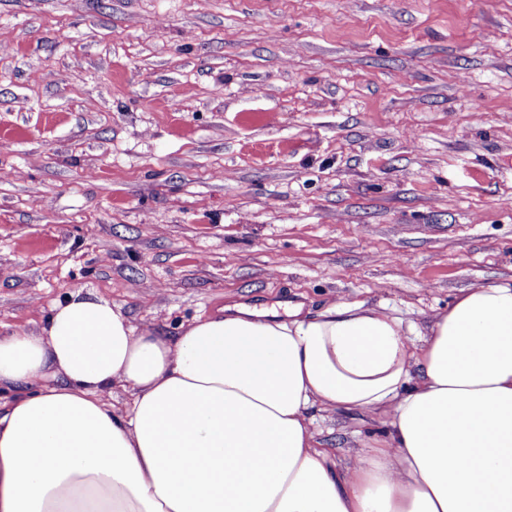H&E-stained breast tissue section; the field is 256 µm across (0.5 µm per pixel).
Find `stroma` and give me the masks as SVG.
<instances>
[{
	"label": "stroma",
	"mask_w": 512,
	"mask_h": 512,
	"mask_svg": "<svg viewBox=\"0 0 512 512\" xmlns=\"http://www.w3.org/2000/svg\"><path fill=\"white\" fill-rule=\"evenodd\" d=\"M512 279V0H0V334L80 289L424 332ZM352 469L378 416L315 411Z\"/></svg>",
	"instance_id": "obj_1"
}]
</instances>
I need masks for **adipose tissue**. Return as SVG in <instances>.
<instances>
[{
	"instance_id": "ef3b65f1",
	"label": "adipose tissue",
	"mask_w": 512,
	"mask_h": 512,
	"mask_svg": "<svg viewBox=\"0 0 512 512\" xmlns=\"http://www.w3.org/2000/svg\"><path fill=\"white\" fill-rule=\"evenodd\" d=\"M0 391V512H512L508 282L460 292L418 342L363 302L228 306L168 338L76 291L0 335ZM314 408L388 435L338 473Z\"/></svg>"
}]
</instances>
